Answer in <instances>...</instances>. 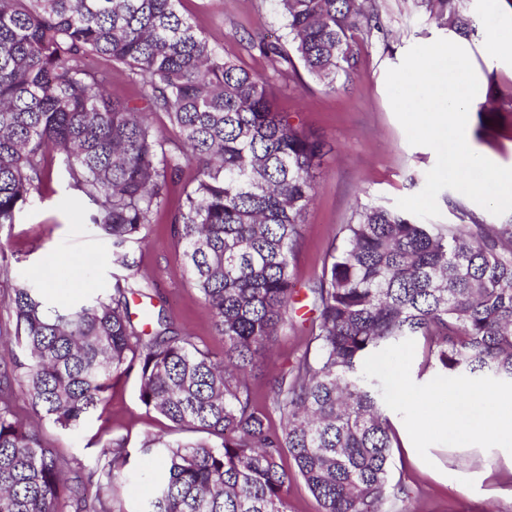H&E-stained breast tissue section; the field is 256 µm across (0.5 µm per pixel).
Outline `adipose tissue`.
<instances>
[{
  "mask_svg": "<svg viewBox=\"0 0 512 512\" xmlns=\"http://www.w3.org/2000/svg\"><path fill=\"white\" fill-rule=\"evenodd\" d=\"M417 423L463 434L481 432L504 444H512V398L487 396L466 404L432 388L417 401Z\"/></svg>",
  "mask_w": 512,
  "mask_h": 512,
  "instance_id": "obj_1",
  "label": "adipose tissue"
}]
</instances>
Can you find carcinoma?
<instances>
[{"instance_id":"cac0c4a2","label":"carcinoma","mask_w":512,"mask_h":512,"mask_svg":"<svg viewBox=\"0 0 512 512\" xmlns=\"http://www.w3.org/2000/svg\"><path fill=\"white\" fill-rule=\"evenodd\" d=\"M180 2L0 0V225L15 222L55 154L67 188L92 206L89 223L112 241L113 263L134 277L130 248L193 164L172 231L224 337L218 360L161 310L147 314L154 331L144 333L126 277L65 308L17 282L8 306L26 361L0 371V512H123L113 489L132 477L123 473L127 439L103 444L109 469L74 478L71 462L19 417L13 394L19 386L53 428L75 431L112 378L133 370L141 404L193 434L143 439L156 474L142 512H291L298 478L319 512H394L410 490L391 478L386 389L364 364L419 342L436 371L469 392L512 385V222L421 224L360 207L323 263L305 350L276 372L273 410L259 406L249 373L288 319L324 143L278 112L270 81L224 59ZM273 2L285 42L260 44L265 56L297 61L331 88L357 75L355 33L380 28L364 0ZM425 2L438 23L469 35L459 0ZM92 57L139 78L146 106L109 95L110 73L90 69ZM155 112L178 130L179 146L165 147Z\"/></svg>"}]
</instances>
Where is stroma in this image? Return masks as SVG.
Instances as JSON below:
<instances>
[{"label": "stroma", "instance_id": "1", "mask_svg": "<svg viewBox=\"0 0 512 512\" xmlns=\"http://www.w3.org/2000/svg\"><path fill=\"white\" fill-rule=\"evenodd\" d=\"M378 13L382 32L360 28L362 47L357 76L328 89L304 69L274 74L256 40L283 36V20L271 0H181L178 9L191 19L209 42L231 60L263 78H271L274 103L290 121L322 137L326 154L316 171V193L304 217L303 234L295 250L293 278L298 293L290 305L288 323L276 336L271 357L259 358L250 374L258 403L271 404L268 381L274 365L294 361L307 344L315 317L309 286L317 280L328 252L339 243L341 225L349 223L357 204L394 208L397 199L420 192L435 162L434 151L410 145L391 108L385 78L415 45L439 38L451 40L468 53L479 81L470 106L466 137L479 154L512 167V46L489 54L486 36L512 31V0H462L472 31L461 36L430 18L424 0H368ZM50 181L32 195L15 224L0 226V332L15 330L8 308L13 282L29 279L45 285L51 300L67 305L111 287L123 270L112 263V246L99 231L78 220L89 205L66 187L59 164H52ZM194 176L186 168L172 185L169 208L156 216L143 244L133 251L150 276L145 295H134L131 312L143 322L149 311L163 310L184 335L215 357L224 355V339L213 326V314L193 286L182 247L170 230L171 211L181 203ZM422 345L388 354V366L378 375L388 382L386 413L399 445L392 450L393 478L413 490L417 512H512V452L488 437L474 435L467 443L437 431L415 429L416 408L399 399L405 390L418 396L436 383L434 372L419 373ZM139 375L113 380L106 401L79 431L45 427L47 441L64 459L78 458L92 468L105 462L100 442L126 437L139 447L144 435L181 433L140 402Z\"/></svg>", "mask_w": 512, "mask_h": 512}]
</instances>
